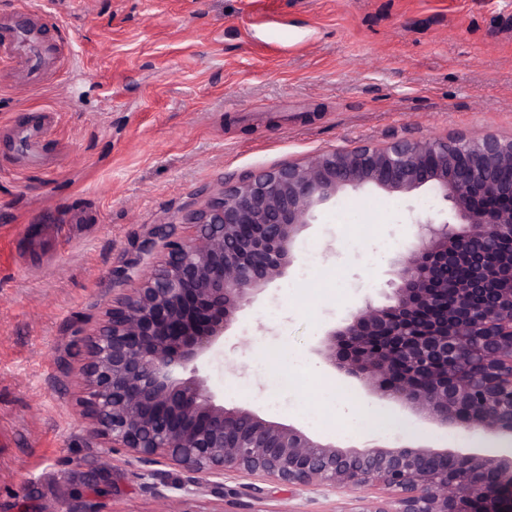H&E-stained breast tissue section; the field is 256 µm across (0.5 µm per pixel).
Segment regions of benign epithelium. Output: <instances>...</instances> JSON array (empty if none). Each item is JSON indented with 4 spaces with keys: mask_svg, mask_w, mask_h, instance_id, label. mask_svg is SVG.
Wrapping results in <instances>:
<instances>
[{
    "mask_svg": "<svg viewBox=\"0 0 512 512\" xmlns=\"http://www.w3.org/2000/svg\"><path fill=\"white\" fill-rule=\"evenodd\" d=\"M370 189L404 200L428 189L455 221L408 212L414 242L388 302L351 311L319 353L421 420L512 437V136L483 133L361 144L226 177L181 220L133 240L114 270L133 286L78 354L58 359L81 386L89 439L189 496L220 498L224 476L243 475L353 494L349 512H512V455L337 446L224 407L197 375L243 305L292 265L317 213ZM370 487L388 497L361 496Z\"/></svg>",
    "mask_w": 512,
    "mask_h": 512,
    "instance_id": "7a95c632",
    "label": "benign epithelium"
}]
</instances>
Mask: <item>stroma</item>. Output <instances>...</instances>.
<instances>
[{"instance_id": "1", "label": "stroma", "mask_w": 512, "mask_h": 512, "mask_svg": "<svg viewBox=\"0 0 512 512\" xmlns=\"http://www.w3.org/2000/svg\"><path fill=\"white\" fill-rule=\"evenodd\" d=\"M32 4L75 54L33 90L0 66V512H350L347 493L264 481L254 495L235 476L223 498L163 501L121 454L112 495H94L83 475L105 451L56 358L124 289L112 271L129 240L224 175L401 137L512 135V0H0V40ZM426 201L445 214L425 189L320 213L198 365L225 407L340 446L512 455V439L421 422L315 352L356 305L385 301L405 210ZM372 206L374 232L360 222ZM306 274L320 291L301 292Z\"/></svg>"}]
</instances>
